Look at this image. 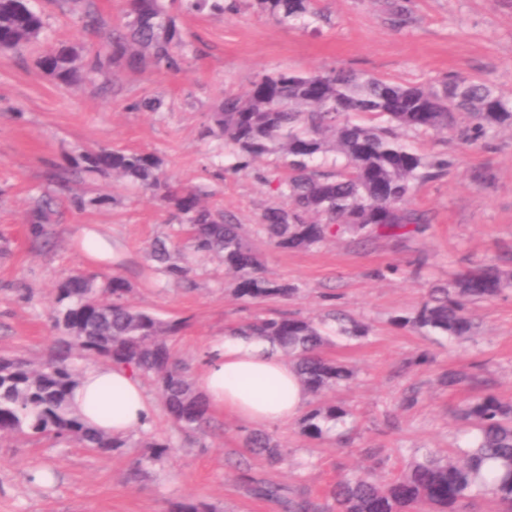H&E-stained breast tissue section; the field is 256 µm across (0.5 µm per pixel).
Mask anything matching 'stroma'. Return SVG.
Here are the masks:
<instances>
[{
    "label": "stroma",
    "mask_w": 512,
    "mask_h": 512,
    "mask_svg": "<svg viewBox=\"0 0 512 512\" xmlns=\"http://www.w3.org/2000/svg\"><path fill=\"white\" fill-rule=\"evenodd\" d=\"M89 5L110 26L125 0H73L65 9L57 0H36L47 20L45 43L89 41L78 26ZM315 8L316 16L291 26L260 14L252 0H240L233 14L177 11L187 42L179 70L115 68L104 89L56 85L35 65L32 50L0 58V355L49 358L59 338L49 318L54 289L81 269L121 275L130 304L186 320L172 345L193 378L205 343L228 325L273 311L318 320L336 310L369 329L355 340L340 335L336 322L327 324L325 356L356 372L328 394L348 417L321 440L302 436L294 422L270 426L288 451L287 463L273 466L244 448L250 425L215 408L205 430L181 429L149 383L152 425L139 433L138 447L123 453L98 455L45 439L0 441V512H169L171 503L190 500L206 501L214 512H277L250 496L244 471L322 505L341 473L376 464L386 476L415 452L444 454L463 443L465 426L455 411L473 390L442 385L448 371L481 365L488 391L512 400V291L474 305L478 329L470 341L451 343L393 323L414 313L449 273L512 258V128L471 146L452 132L402 133L411 150L451 162L445 176L421 185L409 201L428 220L424 232L369 240L346 234L299 250L275 247L259 226L263 210L280 201L273 185L233 173L231 149L202 134L225 93L274 70L337 67L418 85L461 76L512 97V0H316ZM154 97L160 111L139 110L141 100ZM99 146L156 152L173 181L242 224L265 275L294 286L295 294L245 301L233 275L208 257L194 258L189 282L162 275L149 248L173 235L176 223L157 197L109 176L75 175L64 190L52 180L54 166L76 148ZM220 164L226 173L219 179L213 171ZM477 171L487 172L489 182H472ZM96 193L109 204L78 211L69 203L70 196ZM48 194L58 205L44 247L28 219ZM91 234L102 245L97 258L85 248ZM153 439L173 447L156 463L146 446ZM137 461L142 467L134 476Z\"/></svg>",
    "instance_id": "stroma-1"
}]
</instances>
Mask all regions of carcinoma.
<instances>
[{"mask_svg":"<svg viewBox=\"0 0 512 512\" xmlns=\"http://www.w3.org/2000/svg\"><path fill=\"white\" fill-rule=\"evenodd\" d=\"M189 11L222 14L237 0H170ZM259 13L288 26L316 15L314 0H255ZM84 31L99 33L104 23L92 9L80 16ZM42 15L31 0H0V45L19 53L43 33ZM183 33L165 0H126L123 22L86 46L60 42L36 58L38 67L59 85L76 89L110 67L136 68L150 61L158 70L180 68ZM385 119L386 125L373 123ZM500 127H512V98L492 85L453 76L431 86H417L364 76L353 70L324 67L310 73L275 71L258 76L252 86L229 94L210 114L204 136L224 138L231 147L235 173L267 180L256 163L278 155V194L286 204L266 207L261 229L283 249L321 244L344 233L364 237H403L423 230L421 214L408 208L415 187L446 173L444 157L419 155L398 129L442 134L458 129L473 144ZM163 159L154 152L101 147L82 149L66 167L89 177L110 174L157 196L185 235V246L157 241L151 257L159 271L188 280L190 257H217L236 278L241 298L263 300L294 293V288L266 277L241 225L201 202L188 187L171 185ZM52 201L44 199L29 216L30 233L47 234ZM512 288V269L480 262L448 276L431 289L411 317L398 316L399 327L434 332L451 340L475 335L471 306L493 300ZM128 282L120 275L98 281L95 272L78 271L59 282L51 311L62 333L57 350L37 366L0 357V438L26 437L75 441L90 451L114 454L131 438L104 435L68 411L67 399L79 376L75 355L101 358L152 378L164 407L183 429L210 422V406L174 357L168 339L184 327L180 319H162L149 309L128 304ZM230 332L266 341L288 356L311 395L299 422L302 435L320 440L349 412L326 401V393L348 383L353 371L325 357L327 344L319 323L291 313L255 316ZM472 428L464 445L446 454L422 452L398 473L386 477L374 467L342 474L329 486L326 507L306 498H290L276 484L251 480L252 496L277 503L282 512H473L488 500L494 512H512V403L492 393L477 394L458 412ZM243 445L276 465L288 451L273 435L251 432ZM169 512H213L205 501H178Z\"/></svg>","mask_w":512,"mask_h":512,"instance_id":"1","label":"carcinoma"}]
</instances>
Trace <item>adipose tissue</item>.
<instances>
[{
	"label": "adipose tissue",
	"instance_id": "ef3b65f1",
	"mask_svg": "<svg viewBox=\"0 0 512 512\" xmlns=\"http://www.w3.org/2000/svg\"><path fill=\"white\" fill-rule=\"evenodd\" d=\"M197 386L213 406L261 426L295 420L309 401L293 365L269 343L246 336L208 341ZM69 407L96 431L113 436L134 433L151 418L136 374L109 363L82 371Z\"/></svg>",
	"mask_w": 512,
	"mask_h": 512
}]
</instances>
